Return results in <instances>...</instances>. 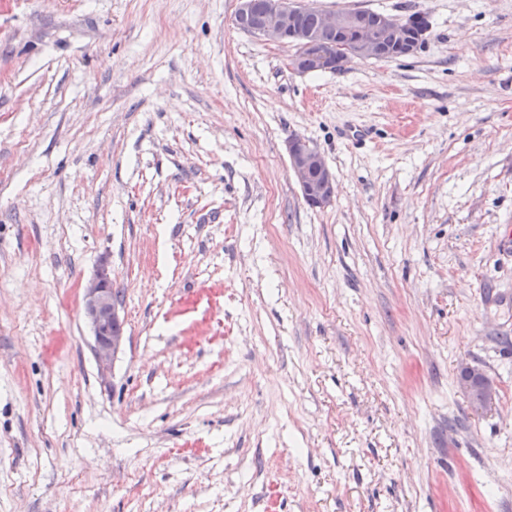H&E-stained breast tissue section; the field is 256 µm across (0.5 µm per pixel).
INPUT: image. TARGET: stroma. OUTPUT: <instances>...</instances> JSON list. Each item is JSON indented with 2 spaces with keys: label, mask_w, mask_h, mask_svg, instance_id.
I'll return each mask as SVG.
<instances>
[{
  "label": "stroma",
  "mask_w": 512,
  "mask_h": 512,
  "mask_svg": "<svg viewBox=\"0 0 512 512\" xmlns=\"http://www.w3.org/2000/svg\"><path fill=\"white\" fill-rule=\"evenodd\" d=\"M308 2L429 29L299 73L239 0H0V512H512V0ZM288 155L305 202L316 208L330 205L335 194V176L323 156L297 136L288 140ZM120 297L121 293L116 291L115 294L112 288V275L105 265L84 286L83 310L94 340L92 349L100 367H107L124 343ZM118 327L120 330L116 331ZM464 397L475 411H487L496 406L498 389L479 368L465 367L460 375Z\"/></svg>",
  "instance_id": "1"
}]
</instances>
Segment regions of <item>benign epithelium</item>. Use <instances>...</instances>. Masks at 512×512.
<instances>
[{"label": "benign epithelium", "mask_w": 512, "mask_h": 512, "mask_svg": "<svg viewBox=\"0 0 512 512\" xmlns=\"http://www.w3.org/2000/svg\"><path fill=\"white\" fill-rule=\"evenodd\" d=\"M414 17L403 20L391 15L380 18V27L391 35L388 42L380 40L367 29L358 11L323 12L318 28H301L295 7L290 0H265V20L253 32L260 39L277 44L292 45L296 53L291 68L305 73L311 64L329 68L323 52L325 38L334 34L338 45L350 41L355 50L345 53V59L388 60L412 55L423 42L426 30ZM290 169L300 186L305 202L316 208L331 204L335 194V176L323 156L300 137L288 140ZM83 310L93 336V352L101 367L108 366L124 343L122 302L112 288V275L101 267L84 286ZM460 387L464 397L476 411L496 406L498 389L480 369L466 367L461 371Z\"/></svg>", "instance_id": "obj_1"}]
</instances>
